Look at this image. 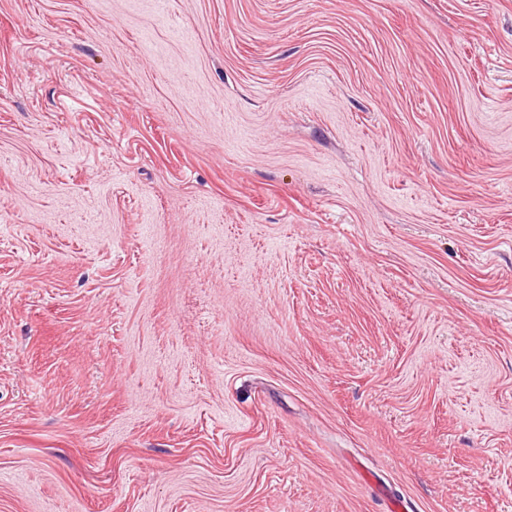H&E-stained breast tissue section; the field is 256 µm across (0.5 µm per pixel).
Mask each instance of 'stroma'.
<instances>
[{
	"label": "stroma",
	"instance_id": "stroma-1",
	"mask_svg": "<svg viewBox=\"0 0 512 512\" xmlns=\"http://www.w3.org/2000/svg\"><path fill=\"white\" fill-rule=\"evenodd\" d=\"M512 512V0H0V512Z\"/></svg>",
	"mask_w": 512,
	"mask_h": 512
}]
</instances>
